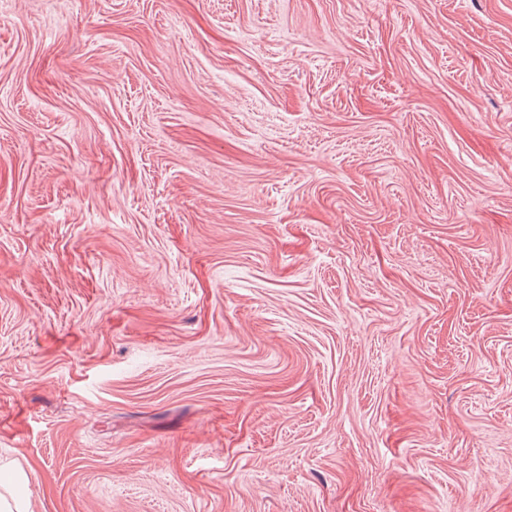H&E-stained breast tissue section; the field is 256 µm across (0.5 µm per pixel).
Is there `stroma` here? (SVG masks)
<instances>
[{"mask_svg":"<svg viewBox=\"0 0 512 512\" xmlns=\"http://www.w3.org/2000/svg\"><path fill=\"white\" fill-rule=\"evenodd\" d=\"M30 512H512V0H0V464Z\"/></svg>","mask_w":512,"mask_h":512,"instance_id":"1","label":"stroma"}]
</instances>
